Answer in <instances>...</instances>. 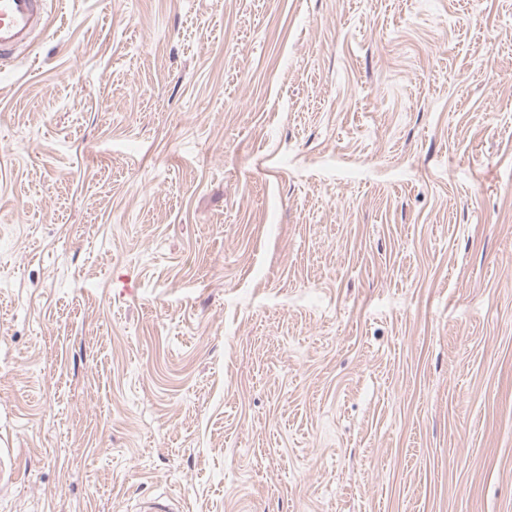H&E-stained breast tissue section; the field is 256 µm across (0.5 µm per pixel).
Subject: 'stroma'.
<instances>
[{
    "label": "stroma",
    "mask_w": 512,
    "mask_h": 512,
    "mask_svg": "<svg viewBox=\"0 0 512 512\" xmlns=\"http://www.w3.org/2000/svg\"><path fill=\"white\" fill-rule=\"evenodd\" d=\"M47 6L0 512H512V0Z\"/></svg>",
    "instance_id": "obj_1"
}]
</instances>
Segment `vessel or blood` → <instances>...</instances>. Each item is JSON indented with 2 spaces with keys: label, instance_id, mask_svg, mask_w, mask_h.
I'll list each match as a JSON object with an SVG mask.
<instances>
[{
  "label": "vessel or blood",
  "instance_id": "obj_1",
  "mask_svg": "<svg viewBox=\"0 0 512 512\" xmlns=\"http://www.w3.org/2000/svg\"><path fill=\"white\" fill-rule=\"evenodd\" d=\"M45 0H0V60L11 59L46 31Z\"/></svg>",
  "mask_w": 512,
  "mask_h": 512
}]
</instances>
